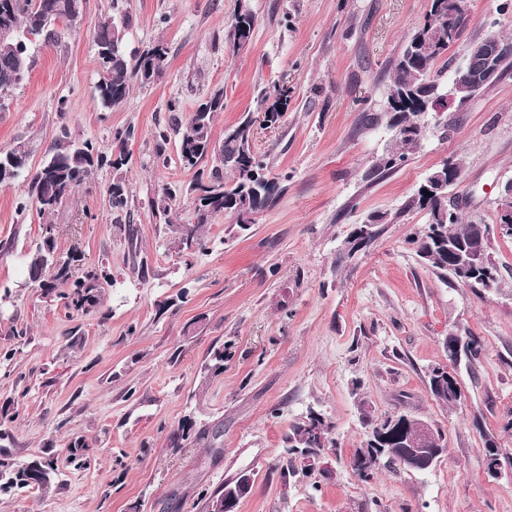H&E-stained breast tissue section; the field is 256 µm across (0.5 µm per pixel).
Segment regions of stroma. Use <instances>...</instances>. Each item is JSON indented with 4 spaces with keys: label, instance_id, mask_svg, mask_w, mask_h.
Wrapping results in <instances>:
<instances>
[{
    "label": "stroma",
    "instance_id": "1",
    "mask_svg": "<svg viewBox=\"0 0 512 512\" xmlns=\"http://www.w3.org/2000/svg\"><path fill=\"white\" fill-rule=\"evenodd\" d=\"M243 5L256 27L236 51L225 30ZM427 9L428 0H86L81 22L57 42L30 43L28 78L0 96V149L24 144L33 169L63 125L107 156L116 129L135 136L124 212L109 207L108 166L48 216L19 209L23 179L0 186V289L10 291L0 302V352L14 354L0 364V402L16 411L14 456L51 452L59 467L58 487L0 494V512H203L202 496L245 469L254 490L238 512H512V238H492L504 279L484 293L441 281L408 243L428 222L409 202L450 158L463 165L453 188L466 201L463 221L496 224L499 185L512 178V70L466 105L426 113L420 148L393 172L364 178L394 146L382 111L389 62ZM116 13L130 18L127 51L161 39L170 54L157 83L134 85L123 105L106 109L93 33ZM276 86L287 89V108L253 140L270 157L275 201L249 229L221 217L205 230V251H179L148 207L168 184L180 191L172 222L196 221L197 170L181 164L177 123L223 90L212 130L221 139ZM367 113L378 122H364ZM448 123L456 130L441 138ZM378 213L389 224L337 265L353 225ZM49 225L59 252L109 268L97 311L68 312L29 282L23 256ZM464 328L482 353L475 370L457 367L462 398L446 407L431 396L428 373L448 362V332ZM75 329L81 343L72 348ZM218 347L224 369L205 373ZM363 401L372 416L402 412L440 428V463L354 476ZM312 408L335 427L330 467L284 478L281 439ZM186 418L222 427L221 455L202 442L171 447ZM487 434L504 456L494 477ZM75 437L90 446L78 469L67 458Z\"/></svg>",
    "mask_w": 512,
    "mask_h": 512
}]
</instances>
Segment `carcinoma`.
<instances>
[{"label": "carcinoma", "instance_id": "cac0c4a2", "mask_svg": "<svg viewBox=\"0 0 512 512\" xmlns=\"http://www.w3.org/2000/svg\"><path fill=\"white\" fill-rule=\"evenodd\" d=\"M44 6L35 5V0H0V92L6 93L18 87L32 67L26 35H33L46 43L59 38L57 20L46 16V11L54 10L69 27L77 25L78 18L69 14L72 0H42ZM469 22V12L456 7V0H430L429 10L423 23L410 34L401 52L391 62L393 78L387 87L386 98L392 100L387 112L421 113L434 109L441 96L444 77L454 80L459 77L451 69V63L444 62L436 68V63L448 54V49L456 43ZM256 18L248 6L242 5L225 32V39L233 48L240 50L250 44L255 30ZM487 35L499 43L511 47V51L499 57L496 78H501L512 68V37L496 31ZM93 41L97 49V63L100 80L96 86L97 99L102 107L112 109L127 100L133 83L151 84L162 77L169 58V47L159 40L151 47L137 54H126L116 37L113 17L102 18L94 33ZM277 96L271 106L263 111L262 122L271 126L282 116L279 107L287 100V91L274 89ZM224 111L223 90H217L203 100L183 126L180 138V157L187 167H196L208 157L216 161L207 179H198L194 191L211 193V196L196 200L195 224H172L170 231L178 239L180 248L193 252L206 246L204 228L220 215L229 217L244 229L254 223L253 215L267 208L275 199L276 182L269 177L268 162L253 148L254 125L257 118L248 113L236 123L224 127L221 141L222 155L219 158L211 151L212 126L215 114ZM134 137V129L127 127L113 133V142L118 151L111 157L99 153L88 140L80 141L71 137L66 127L60 128L58 142L54 150L35 170L27 176V204L35 206L41 215L55 212L76 189L85 185L89 177L104 165L110 166L117 174L108 194L110 208L123 211L128 206V193L122 169L130 158L125 147ZM396 150L381 157L365 174L372 179L379 174L396 168L405 161L409 149L416 142L407 136L397 135ZM462 170L456 160H446L440 168L432 172L425 185L431 195L419 190L413 198L412 206L427 210L429 221L424 231L409 240L420 258L437 275L477 290L485 288L483 273H463L458 270V260L454 252L463 249L478 234V223L461 222V212L448 211V166ZM175 195L164 188L152 199L151 207L156 214L164 216L172 211ZM75 257L62 255L57 251L52 227L46 226L42 246L28 256L30 279L46 294H54L64 301V307L83 314L93 312L100 305L102 284L111 279L104 266H97L75 278L71 267ZM436 370L429 374V390L432 397L446 406L455 405L462 396L456 376L450 374L442 384L435 383ZM369 430L360 447L355 449L349 466L361 481L373 478L385 468L397 469V459L401 445L388 442L384 448L382 461L363 460V454L372 447V437L405 430L409 437L415 431L407 425L406 414L397 413L372 419L369 413ZM315 417L310 413L300 422L292 424L283 437L282 448L288 455V473L305 476L321 471L316 449L321 447L318 435L314 433ZM197 441H208V448L215 454L221 453L217 441L221 437L220 428L202 429L192 432L186 423L179 424L173 434L171 444L179 448L190 436ZM83 439L68 444L70 462L81 468L87 463ZM57 462L51 456L20 461L9 448L0 445V493L24 490L27 488L50 489L56 485Z\"/></svg>", "mask_w": 512, "mask_h": 512}]
</instances>
